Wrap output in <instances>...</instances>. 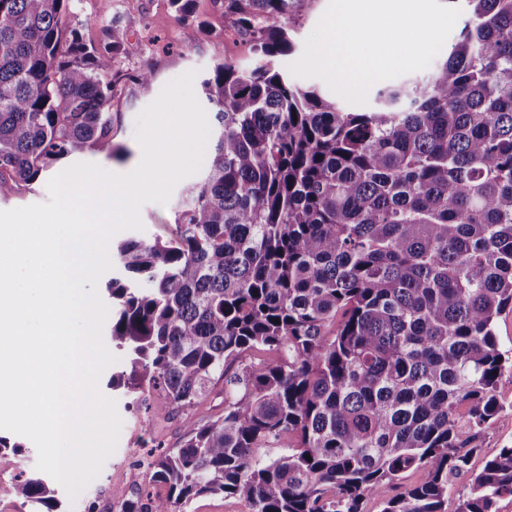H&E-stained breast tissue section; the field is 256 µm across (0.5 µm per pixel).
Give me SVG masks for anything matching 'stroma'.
I'll return each instance as SVG.
<instances>
[{
	"mask_svg": "<svg viewBox=\"0 0 512 512\" xmlns=\"http://www.w3.org/2000/svg\"><path fill=\"white\" fill-rule=\"evenodd\" d=\"M328 2L294 0L287 19L293 50L290 57L281 58V66H288L290 58L301 55L305 39L326 11ZM194 11L202 28L190 37L177 21L170 0H77L75 12L86 43L101 45L103 26L117 18L125 25L130 40L141 46L138 54L120 57L114 64L120 80L112 100L117 127L113 143L122 147L125 154L120 158L90 154L86 157L87 162L116 173H127L136 168L142 157L135 139L137 115L171 79L189 70L196 71L198 78H205L214 66L216 42H223L225 58L244 67L252 65L254 56L250 43L233 32L230 19L213 0H195ZM143 69L154 73L149 85L140 86L129 81V74ZM183 188H175L167 204H145L141 209L142 229L118 232L113 237L114 242L166 236L182 199ZM117 356V363L110 366L108 373L102 374L99 382L101 393L116 400L123 420L117 448L99 476L77 498H69L65 490H58L62 512H121L123 499L143 490L167 497V485L154 478L149 466L156 448L182 445L184 415H191L195 421L204 424L222 415L225 402L235 398L219 379L212 382L209 395L185 413L177 411L158 392L148 394L146 403L136 402L126 390L108 384L111 375L129 369L125 351H118ZM495 395L501 409L491 430L477 442L478 449L471 457V466L476 471L499 448L512 446V370L501 374ZM8 440L9 448L0 450V512H31L28 504L12 494L11 483L17 475L36 474L37 449L32 441L21 435L9 434Z\"/></svg>",
	"mask_w": 512,
	"mask_h": 512,
	"instance_id": "stroma-1",
	"label": "stroma"
}]
</instances>
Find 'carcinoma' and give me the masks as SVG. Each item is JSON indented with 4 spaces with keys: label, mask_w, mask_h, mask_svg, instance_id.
I'll return each mask as SVG.
<instances>
[{
    "label": "carcinoma",
    "mask_w": 512,
    "mask_h": 512,
    "mask_svg": "<svg viewBox=\"0 0 512 512\" xmlns=\"http://www.w3.org/2000/svg\"><path fill=\"white\" fill-rule=\"evenodd\" d=\"M170 2L194 32L195 0ZM213 2L253 64L215 49L211 150L174 231L112 246L128 283L108 285L110 336L130 373L111 385L184 411L219 375L239 398L211 422L186 416L183 446L150 462L169 496L121 512H186L203 494L251 512H363L409 469L422 482L382 512H448L451 496L456 512H498L512 446L472 471L459 409L474 442L512 369L495 333L512 308V0H463L469 17L430 80L380 89L365 112L276 68L292 0ZM137 51L117 22L85 43L72 0H0V201L74 157L119 153L112 60ZM258 347L278 356L241 360ZM286 434L295 445L263 459ZM11 491L58 506L39 477Z\"/></svg>",
    "instance_id": "obj_1"
}]
</instances>
